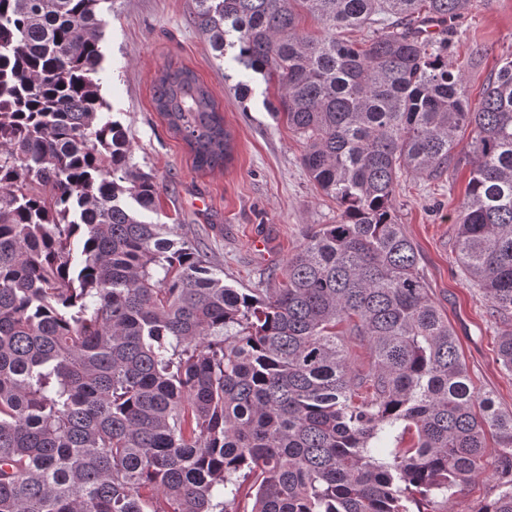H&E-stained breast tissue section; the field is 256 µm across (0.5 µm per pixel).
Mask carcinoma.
I'll list each match as a JSON object with an SVG mask.
<instances>
[{"instance_id":"1","label":"carcinoma","mask_w":512,"mask_h":512,"mask_svg":"<svg viewBox=\"0 0 512 512\" xmlns=\"http://www.w3.org/2000/svg\"><path fill=\"white\" fill-rule=\"evenodd\" d=\"M469 2L195 0L216 58L277 83L268 108L339 210L280 287L241 290L142 218L159 186L105 113L101 0H0V512H410L457 494L489 433L502 481L478 512H512V413L471 388L391 213L402 172L442 178L469 132L457 263L512 319V58L471 104L448 67ZM153 99L197 168L230 159L192 69ZM497 360L512 373V331ZM399 427L410 445H373Z\"/></svg>"}]
</instances>
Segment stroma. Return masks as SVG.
<instances>
[{"mask_svg":"<svg viewBox=\"0 0 512 512\" xmlns=\"http://www.w3.org/2000/svg\"><path fill=\"white\" fill-rule=\"evenodd\" d=\"M99 16L101 93L128 131L134 162L159 185L152 221L180 225L199 241L225 284L278 287L307 229L334 223L337 205L309 180L300 164L302 145L286 121L267 111L264 102L274 98L275 87L253 74L250 98L235 96L198 27L194 0H101ZM451 44L448 65L462 72L471 102H478L496 65L512 56V0H471ZM172 63L196 72L224 111L232 157L223 166L196 170L187 145L154 106V83ZM469 172L464 163L437 181L402 174L393 216L419 251V269L457 336L476 392L512 412V374L496 359L498 338L512 322L489 317L488 301L456 263L453 218ZM496 450L495 439L487 438L484 470L456 496L424 503L423 512H477L496 497Z\"/></svg>","mask_w":512,"mask_h":512,"instance_id":"35a3bbf8","label":"stroma"}]
</instances>
